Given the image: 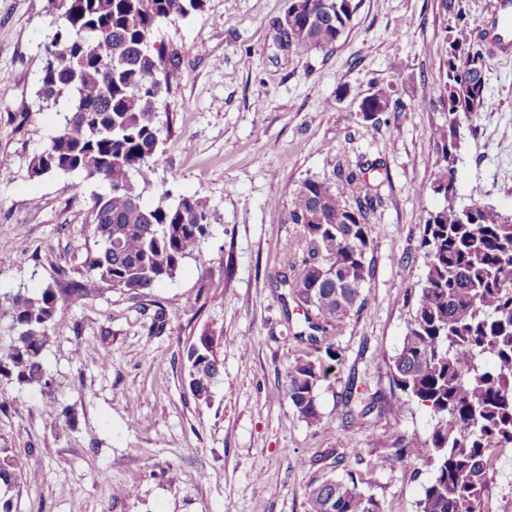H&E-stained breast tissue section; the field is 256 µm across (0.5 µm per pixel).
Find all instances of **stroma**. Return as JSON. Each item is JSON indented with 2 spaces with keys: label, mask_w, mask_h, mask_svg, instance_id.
I'll use <instances>...</instances> for the list:
<instances>
[{
  "label": "stroma",
  "mask_w": 512,
  "mask_h": 512,
  "mask_svg": "<svg viewBox=\"0 0 512 512\" xmlns=\"http://www.w3.org/2000/svg\"><path fill=\"white\" fill-rule=\"evenodd\" d=\"M357 3L336 47L307 55L276 40L288 0H205L202 12L160 24L155 44L175 57L160 109L170 131L143 200L155 203L163 185L199 197L211 234L174 279L134 300L84 269L90 199L106 186L29 175L59 120L35 97L49 3L0 0V241L10 245L0 292L69 282L87 291L54 323L49 388L0 379V448L33 474L16 512H307L312 480L349 471L383 512H416L433 473L434 420L393 384L390 357L423 284L426 216L442 203L430 185L450 20L440 0ZM383 88L414 110L366 120L365 102ZM461 133L459 204L512 211V53L491 54L485 106L462 117ZM356 165L379 195L373 277L363 311L331 338L338 358L319 390L321 421L309 426L283 374L319 353L296 339L303 311L272 279L298 231L285 218L301 183ZM206 330L223 364L207 405L189 392L186 357ZM50 402L71 407L72 420L51 426ZM402 435L409 467L382 466ZM127 485L136 498L116 497Z\"/></svg>",
  "instance_id": "stroma-1"
}]
</instances>
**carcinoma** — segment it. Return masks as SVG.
Here are the masks:
<instances>
[{
  "label": "carcinoma",
  "instance_id": "cac0c4a2",
  "mask_svg": "<svg viewBox=\"0 0 512 512\" xmlns=\"http://www.w3.org/2000/svg\"><path fill=\"white\" fill-rule=\"evenodd\" d=\"M49 0L44 65L35 96L42 104L66 102L58 128L31 160L33 177L81 174L106 183L91 199L94 249L88 276L145 297L175 277L209 235L206 204L162 188L157 203L143 201L154 185V159L162 143L154 127L167 91L170 59L153 46L159 24L199 12L204 0ZM466 0H441L449 28L440 98L446 122L439 130L438 170L432 190L443 196L428 212L421 247L424 282L391 357L395 386L430 408L434 418L430 465L433 477L417 512H482L497 464L512 448V212L493 205L457 203L461 161L460 116L484 108L489 52L470 37ZM356 0H289L284 21L289 46L300 54L334 47L344 36ZM381 90L367 112H404ZM338 180L302 182L288 206L287 223L299 236L283 244L285 271L273 285L287 288L303 306L316 343L361 312L371 278L375 194L364 169L341 170ZM82 286L50 285L0 295L8 320L7 349L0 348V376L43 390L49 374L43 353L57 314L84 303ZM326 358L298 357L289 364L283 389L297 417L320 421V384ZM189 389L205 403L220 375L215 336L203 332L187 351ZM23 462L0 448V512H14ZM308 512H383L352 473L325 476L307 486Z\"/></svg>",
  "mask_w": 512,
  "mask_h": 512
}]
</instances>
